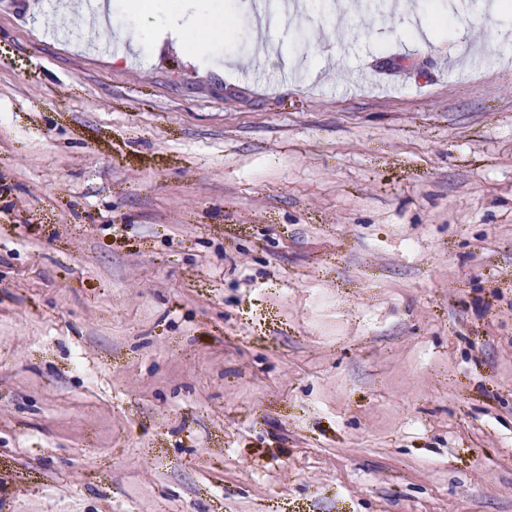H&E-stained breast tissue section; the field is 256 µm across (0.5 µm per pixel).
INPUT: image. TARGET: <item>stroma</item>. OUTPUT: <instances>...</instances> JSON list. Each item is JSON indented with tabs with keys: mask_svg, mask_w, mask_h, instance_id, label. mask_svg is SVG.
I'll use <instances>...</instances> for the list:
<instances>
[{
	"mask_svg": "<svg viewBox=\"0 0 512 512\" xmlns=\"http://www.w3.org/2000/svg\"><path fill=\"white\" fill-rule=\"evenodd\" d=\"M349 2L0 4V512H512V9ZM148 5L143 4L140 0L124 1V10L135 28L141 29L143 37L133 44L136 51L146 53L150 50L158 52L160 42L157 33L160 30L170 32L172 37L181 38L187 32L198 28L205 24L210 28H220L223 26L218 19L216 8L208 9L207 15H193L185 19L184 15L172 12H163L160 14L156 9L155 0ZM206 20V23L202 22Z\"/></svg>",
	"mask_w": 512,
	"mask_h": 512,
	"instance_id": "stroma-1",
	"label": "stroma"
}]
</instances>
